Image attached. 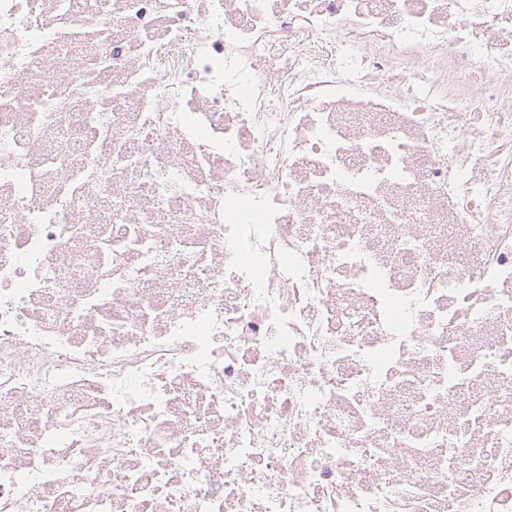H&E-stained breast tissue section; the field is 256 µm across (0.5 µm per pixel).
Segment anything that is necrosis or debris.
<instances>
[{
	"instance_id": "1",
	"label": "necrosis or debris",
	"mask_w": 512,
	"mask_h": 512,
	"mask_svg": "<svg viewBox=\"0 0 512 512\" xmlns=\"http://www.w3.org/2000/svg\"><path fill=\"white\" fill-rule=\"evenodd\" d=\"M0 512H512V0H0Z\"/></svg>"
}]
</instances>
